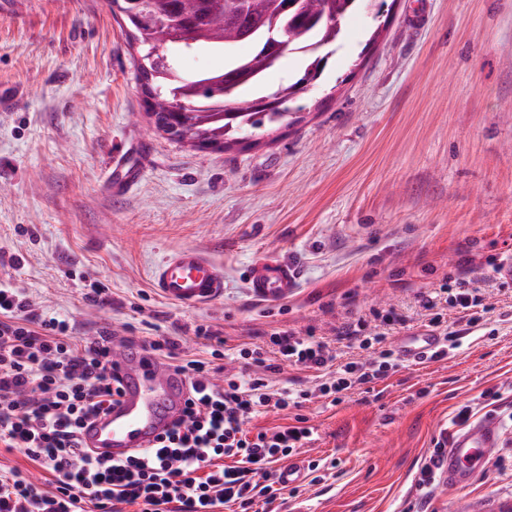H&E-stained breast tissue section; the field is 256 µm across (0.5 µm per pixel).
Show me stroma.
<instances>
[{
    "label": "stroma",
    "mask_w": 512,
    "mask_h": 512,
    "mask_svg": "<svg viewBox=\"0 0 512 512\" xmlns=\"http://www.w3.org/2000/svg\"><path fill=\"white\" fill-rule=\"evenodd\" d=\"M139 56L112 0L0 10V86L21 99L0 112V282L74 335L177 336L195 358L208 352L200 330L231 347L283 329L332 341L343 321L390 315L392 349L427 328L421 294L473 257L482 329L340 404L307 402L314 439L298 455L318 467L294 501L303 512L512 507V293L493 272L512 255V0H395L373 39L355 16L321 85L246 148L151 130ZM117 142L143 159L121 194L104 183ZM188 247L223 268L221 300L186 308L155 292L154 267ZM261 253L298 265L288 300L251 295ZM94 282L111 305L85 298ZM464 405L500 419L502 444L465 488L422 495L420 470Z\"/></svg>",
    "instance_id": "1"
}]
</instances>
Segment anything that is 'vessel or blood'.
I'll return each instance as SVG.
<instances>
[{"label":"vessel or blood","instance_id":"obj_1","mask_svg":"<svg viewBox=\"0 0 512 512\" xmlns=\"http://www.w3.org/2000/svg\"><path fill=\"white\" fill-rule=\"evenodd\" d=\"M141 165L127 148L112 154L106 184L113 193L124 192L140 177ZM298 284L296 266L272 255L255 257L248 267V286L261 301L275 304L290 296ZM153 286L165 299L187 308L212 303L224 294V273L202 252L185 248L167 254L153 272ZM443 336L425 330L406 337L399 347L403 359L426 363L439 351ZM121 395L112 409L93 419L82 433L85 447L125 459L128 451L155 444L159 435L177 417L188 381L157 362L139 341L121 347ZM502 428L494 415L477 419L452 433L439 462V480L453 489L469 485L486 459L501 444ZM305 460L294 457L282 465L279 477L293 487L305 478Z\"/></svg>","mask_w":512,"mask_h":512}]
</instances>
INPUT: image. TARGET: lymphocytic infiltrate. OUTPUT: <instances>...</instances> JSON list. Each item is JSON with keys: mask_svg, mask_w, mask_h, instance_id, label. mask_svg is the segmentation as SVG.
Masks as SVG:
<instances>
[{"mask_svg": "<svg viewBox=\"0 0 512 512\" xmlns=\"http://www.w3.org/2000/svg\"><path fill=\"white\" fill-rule=\"evenodd\" d=\"M473 270L469 257L457 265L454 304L462 315L448 335L453 348L480 327L470 313L482 301L471 286ZM26 307L24 297L0 283V447L23 449L51 481L45 487L26 471L0 469V512H123L127 505L136 512H221L228 505L249 512L255 503L283 499L286 488L276 485L273 466L311 440L300 413L309 391L276 389L245 370L219 384L212 362L223 351L187 359L173 339H149L146 347L189 383L182 416L151 449L123 461L96 456L79 435L120 392L112 336L76 341L66 320L32 317ZM336 337L356 342L369 358L342 362L331 342L283 330L269 336L270 373L285 366L330 371L319 392L338 403L398 366L384 337L364 334L362 324L338 328ZM268 408L294 411L293 423L249 435L251 421Z\"/></svg>", "mask_w": 512, "mask_h": 512, "instance_id": "1", "label": "lymphocytic infiltrate"}]
</instances>
